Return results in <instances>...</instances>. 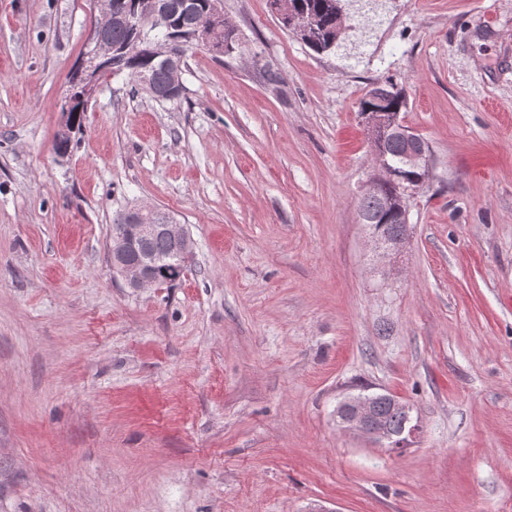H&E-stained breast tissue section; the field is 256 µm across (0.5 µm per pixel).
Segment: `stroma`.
Returning <instances> with one entry per match:
<instances>
[{
    "instance_id": "1",
    "label": "stroma",
    "mask_w": 512,
    "mask_h": 512,
    "mask_svg": "<svg viewBox=\"0 0 512 512\" xmlns=\"http://www.w3.org/2000/svg\"><path fill=\"white\" fill-rule=\"evenodd\" d=\"M174 101L103 77L53 139L93 0H0V512H512V0L346 4L317 53L267 0H222ZM407 93L429 147L402 252L358 201L359 103ZM184 224L174 284L115 281L112 219ZM410 404L390 452L344 431ZM212 25V44L209 47L216 51L226 48L224 52H230L232 49H235V46L238 45L235 29L226 22L224 14L222 18L212 20ZM376 85H379L377 89L378 93H373L375 90L373 87ZM394 87H396V85L388 81H377L373 83V86L365 93L360 101V112L366 107H390L399 110V112L405 110L407 106L405 91L402 88L395 91ZM357 396L349 397L343 402L341 409L336 410L337 421L345 430L365 436L381 444L382 447L394 446L391 444L393 440L402 438L408 433L404 429L397 436L389 435V433L396 434L401 430L406 415L410 420L412 419V408L408 404L394 403L391 399L396 398L388 394H360ZM366 398L375 399V408L372 401ZM375 410L379 418V425L388 432L384 428L374 425Z\"/></svg>"
}]
</instances>
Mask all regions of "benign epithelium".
<instances>
[{"label":"benign epithelium","instance_id":"7a95c632","mask_svg":"<svg viewBox=\"0 0 512 512\" xmlns=\"http://www.w3.org/2000/svg\"><path fill=\"white\" fill-rule=\"evenodd\" d=\"M189 0L174 5L167 0H154L146 10L139 12L134 19L128 20L138 37L144 36L145 30L157 36L154 40L155 56L171 72L172 80L168 87L154 93L159 99L174 100L184 91L182 71L185 53L183 44L173 38L166 40L158 37L168 22L171 11L176 8H185ZM99 10L98 24L92 28L88 39V50L79 66L76 81L67 90L65 96V110H70L80 100L92 98L98 85V68L116 55L130 54L138 48L137 43H129L121 48L115 47L107 40L106 32L112 27V22L118 16L112 14L109 0H97ZM277 15L285 19L289 28L300 39H310L315 31L313 20L302 14L291 12L288 0H279ZM363 123L369 132L370 142L375 144L374 152L378 158V173L372 175L366 183L365 192H380V188L388 181L399 176V169L387 160L380 147V141L387 138H397L405 144L402 154L403 164L406 166H419L426 164L427 151L424 141L402 121L400 114L394 112H363ZM418 184L407 183L402 194L394 199L383 201L384 209H392L399 213L403 223H408L407 197ZM135 223L122 224L112 231V272L120 279L124 286L135 291L158 286L154 274L153 260L144 256L138 261L130 262L126 259L127 253L136 250L139 246L157 235H167L182 243L183 251L191 253L192 240L185 225L173 219L155 222L154 217L158 209L151 207L134 208ZM373 249L378 254L389 251L399 252L406 243L407 235L402 234L391 242L377 235L369 234ZM336 418L341 427L348 431L365 436L374 442L388 447L395 437L389 435L385 429L374 424L375 408L371 400L351 396L345 400L342 407L336 410Z\"/></svg>","mask_w":512,"mask_h":512}]
</instances>
